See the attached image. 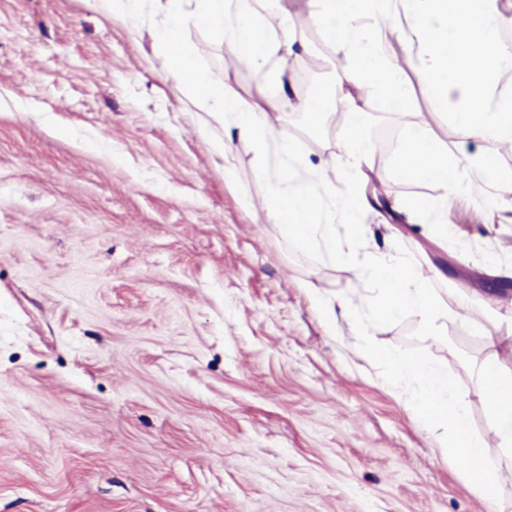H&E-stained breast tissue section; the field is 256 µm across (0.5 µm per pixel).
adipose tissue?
Instances as JSON below:
<instances>
[{"label": "adipose tissue", "mask_w": 512, "mask_h": 512, "mask_svg": "<svg viewBox=\"0 0 512 512\" xmlns=\"http://www.w3.org/2000/svg\"><path fill=\"white\" fill-rule=\"evenodd\" d=\"M193 10H185L184 0H167L166 22L155 33L164 51L168 68L180 84L200 104L201 121L212 130L234 125L240 140L258 156H265L269 147H276L280 157L279 170L266 174V209L268 219L278 224L284 237L303 249L326 247L334 259H343L356 249L353 238L357 231L352 219L360 202L356 195L336 197L327 175L311 178L301 175L296 152L287 131L275 129L267 120V109H280L288 104L287 95L269 96L270 83L283 80L282 73L269 71L271 59L288 56L297 42L289 25L271 32L259 18L253 0H194ZM209 30L222 39L230 54L247 61L258 74L256 95L245 99L229 91L195 61L183 40L188 26ZM415 139L419 156L401 151L396 169L401 177L428 181L444 187L455 185L459 169L446 148L431 136L419 133ZM344 212L349 221L347 235L336 233L333 219Z\"/></svg>", "instance_id": "obj_1"}]
</instances>
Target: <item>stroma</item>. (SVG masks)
I'll use <instances>...</instances> for the list:
<instances>
[{"instance_id":"stroma-1","label":"stroma","mask_w":512,"mask_h":512,"mask_svg":"<svg viewBox=\"0 0 512 512\" xmlns=\"http://www.w3.org/2000/svg\"><path fill=\"white\" fill-rule=\"evenodd\" d=\"M165 0L113 19L103 0H0V512H494L404 398L357 348L352 320L323 322L313 291L361 302L352 267L293 251L264 209L259 158L235 128L217 151L155 42ZM304 49L280 62L303 172L338 180L340 117L319 142L296 129L311 78L348 65L312 19L283 0ZM199 64L233 92L258 78L191 26ZM414 110L389 116L401 140L422 128L461 164L456 186L401 178L399 145L357 166L365 250H409L443 305L466 302L447 342L423 349L468 393L496 452L464 357L512 350V192L490 202L473 161L512 141L449 125L423 92L409 48ZM432 207L415 212V201ZM447 225L440 238L434 223Z\"/></svg>"}]
</instances>
